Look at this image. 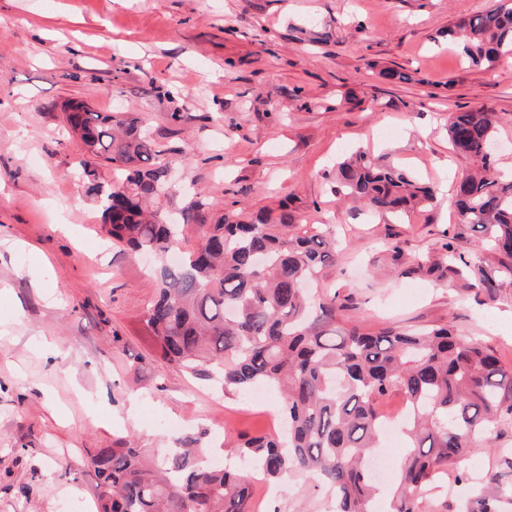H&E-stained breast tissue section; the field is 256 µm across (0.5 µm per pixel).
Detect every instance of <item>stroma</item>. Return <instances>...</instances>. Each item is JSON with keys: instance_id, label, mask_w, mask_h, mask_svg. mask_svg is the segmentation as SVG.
<instances>
[{"instance_id": "35a3bbf8", "label": "stroma", "mask_w": 512, "mask_h": 512, "mask_svg": "<svg viewBox=\"0 0 512 512\" xmlns=\"http://www.w3.org/2000/svg\"><path fill=\"white\" fill-rule=\"evenodd\" d=\"M493 3L0 0V512H60L74 496L94 512L86 451L121 436L153 449L196 435L210 456L277 431L272 403L248 406L163 363L141 336L157 261L103 232L74 173L68 100L145 121L177 169L165 210L180 214L189 189L204 202L184 248L227 214L334 225L342 247L313 291L338 294L352 323L446 326L512 365V258L459 223L449 186L471 162L449 151L448 116L474 106L500 116L497 162L512 172V63L472 66L444 38ZM325 25L331 40L313 42ZM387 68L410 82L383 79ZM358 148L438 183L437 204L399 222L339 200L336 164ZM29 245L46 258L35 270ZM509 458L512 421L467 469L504 475ZM266 485L255 512H329L312 478Z\"/></svg>"}]
</instances>
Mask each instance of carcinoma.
Returning <instances> with one entry per match:
<instances>
[{
    "instance_id": "carcinoma-1",
    "label": "carcinoma",
    "mask_w": 512,
    "mask_h": 512,
    "mask_svg": "<svg viewBox=\"0 0 512 512\" xmlns=\"http://www.w3.org/2000/svg\"><path fill=\"white\" fill-rule=\"evenodd\" d=\"M512 0L448 27V39L473 66L491 68L512 55ZM88 156L87 194L102 206L112 242L161 259L179 248L180 225L162 210L170 179L141 118L96 112L79 103L66 113ZM497 113L474 107L450 115L448 142L476 171L456 183L458 221L512 257V177L495 167ZM114 164L103 184L95 162ZM336 193L373 214L402 217L437 201V188L402 167L357 150L336 167ZM339 243L326 224H296L292 214L228 218L204 227L201 246L164 264L141 331L161 361L193 375H219L224 392L264 388L281 399L282 431L241 439L244 465L216 468L200 438L185 436L173 452L151 457L133 439L89 451L98 472V512H250L258 470L270 478L298 471L334 493V512H422L441 474L470 485L457 512H504L512 481L487 474L474 481L461 463L496 425L512 420V367L496 351L447 327L428 332L352 325L337 297L313 298L304 285L336 264ZM408 405L409 444L392 486L368 466L380 447L382 399Z\"/></svg>"
}]
</instances>
